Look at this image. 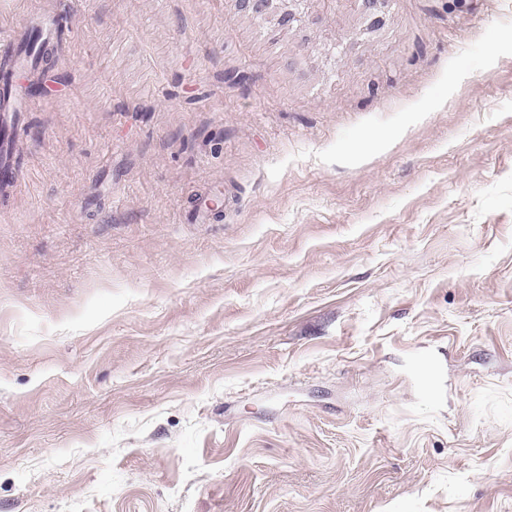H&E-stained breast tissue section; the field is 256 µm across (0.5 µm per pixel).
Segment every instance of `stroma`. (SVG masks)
Segmentation results:
<instances>
[{
	"instance_id": "35a3bbf8",
	"label": "stroma",
	"mask_w": 512,
	"mask_h": 512,
	"mask_svg": "<svg viewBox=\"0 0 512 512\" xmlns=\"http://www.w3.org/2000/svg\"><path fill=\"white\" fill-rule=\"evenodd\" d=\"M38 13L0 512H512V0Z\"/></svg>"
}]
</instances>
